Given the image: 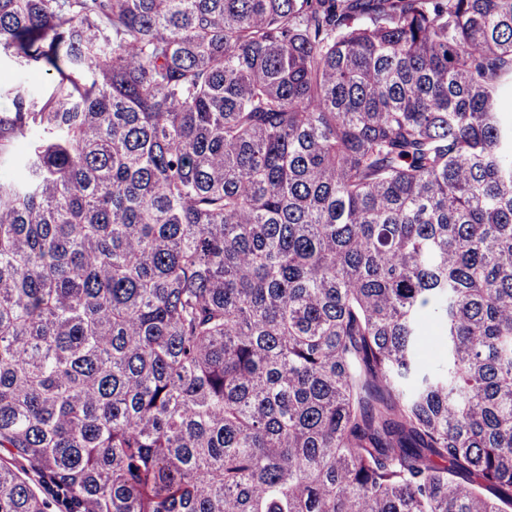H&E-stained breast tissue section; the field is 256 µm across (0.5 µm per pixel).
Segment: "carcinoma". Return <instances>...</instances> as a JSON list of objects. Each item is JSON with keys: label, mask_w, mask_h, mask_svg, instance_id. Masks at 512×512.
Here are the masks:
<instances>
[{"label": "carcinoma", "mask_w": 512, "mask_h": 512, "mask_svg": "<svg viewBox=\"0 0 512 512\" xmlns=\"http://www.w3.org/2000/svg\"><path fill=\"white\" fill-rule=\"evenodd\" d=\"M0 512H512V0H0Z\"/></svg>", "instance_id": "cac0c4a2"}]
</instances>
